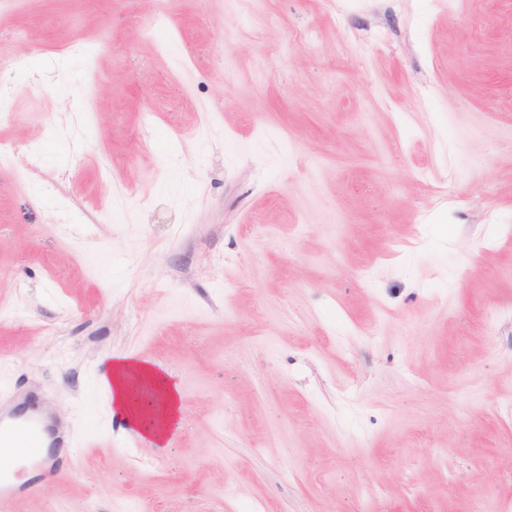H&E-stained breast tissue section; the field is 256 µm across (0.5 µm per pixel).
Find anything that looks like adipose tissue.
Here are the masks:
<instances>
[{"label": "adipose tissue", "instance_id": "obj_1", "mask_svg": "<svg viewBox=\"0 0 512 512\" xmlns=\"http://www.w3.org/2000/svg\"><path fill=\"white\" fill-rule=\"evenodd\" d=\"M155 391L159 410L155 419L148 420L131 404V383ZM105 385L112 404L125 414L129 425L154 441H163L175 423L181 408V392L176 384L154 366L130 355H118L109 363Z\"/></svg>", "mask_w": 512, "mask_h": 512}]
</instances>
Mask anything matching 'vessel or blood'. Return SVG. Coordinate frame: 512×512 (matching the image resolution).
Masks as SVG:
<instances>
[{
  "label": "vessel or blood",
  "mask_w": 512,
  "mask_h": 512,
  "mask_svg": "<svg viewBox=\"0 0 512 512\" xmlns=\"http://www.w3.org/2000/svg\"><path fill=\"white\" fill-rule=\"evenodd\" d=\"M41 394L0 391V512H14L26 487L17 482L13 465L24 462L36 480L55 478L57 469L49 451L69 445V432L48 424L41 412Z\"/></svg>",
  "instance_id": "vessel-or-blood-1"
}]
</instances>
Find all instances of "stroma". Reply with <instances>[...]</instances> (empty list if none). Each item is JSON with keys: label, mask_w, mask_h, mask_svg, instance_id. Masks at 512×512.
<instances>
[{"label": "stroma", "mask_w": 512, "mask_h": 512, "mask_svg": "<svg viewBox=\"0 0 512 512\" xmlns=\"http://www.w3.org/2000/svg\"><path fill=\"white\" fill-rule=\"evenodd\" d=\"M0 90L19 512H512V0H0ZM2 158L10 159L17 166L20 174L30 179L39 166L40 153L38 148L33 145L0 141V159ZM155 391L159 398L156 420H146L131 404V382ZM112 404L125 414L129 425L156 442H162L175 423L181 408V392L176 384L154 366L130 355L113 356L105 380ZM41 394L0 391V511L14 512L19 496L30 483L16 481L13 465L24 462L36 473L35 480H51L57 475L54 461L44 448H67L69 432L49 425L39 405Z\"/></svg>", "instance_id": "35a3bbf8"}]
</instances>
